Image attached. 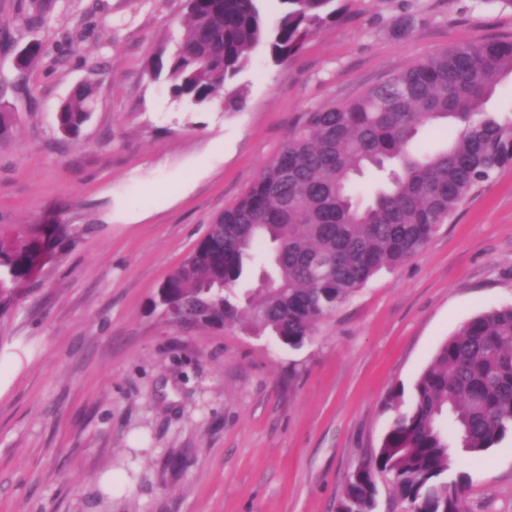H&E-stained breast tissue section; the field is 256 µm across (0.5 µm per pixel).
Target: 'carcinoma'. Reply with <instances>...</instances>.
I'll list each match as a JSON object with an SVG mask.
<instances>
[{
	"instance_id": "cac0c4a2",
	"label": "carcinoma",
	"mask_w": 512,
	"mask_h": 512,
	"mask_svg": "<svg viewBox=\"0 0 512 512\" xmlns=\"http://www.w3.org/2000/svg\"><path fill=\"white\" fill-rule=\"evenodd\" d=\"M265 0H185L188 31L167 58L151 59L172 93L196 108L214 102L237 112L243 92L233 81L259 48L276 61L296 55L342 10L335 0H278L270 26ZM51 0H21L16 21L42 22ZM512 80V38L438 50L392 73L344 103L304 112L276 156L235 204L209 226L161 284L154 305H184L195 323L223 326L249 319L290 348L383 268L423 251L459 206L512 165V112H489L497 87ZM95 90L79 84L57 108L59 132L76 140L91 117ZM442 125L454 138L416 147L422 130ZM372 173L373 196H359L356 177ZM44 228L25 225L0 238V313L19 296L43 252ZM270 270L242 297L235 288L260 248ZM378 448L346 479L336 512H374L383 481L406 512H464L458 481L448 479L458 451L480 454L512 435V306L466 321L437 349Z\"/></svg>"
}]
</instances>
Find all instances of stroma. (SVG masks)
Masks as SVG:
<instances>
[{"label":"stroma","instance_id":"obj_1","mask_svg":"<svg viewBox=\"0 0 512 512\" xmlns=\"http://www.w3.org/2000/svg\"><path fill=\"white\" fill-rule=\"evenodd\" d=\"M287 61L256 51L241 111H189L146 64L185 33L183 0H58L15 24L0 0V232L68 234L0 314V512H336L411 392L470 318L512 306V165L417 257L380 270L298 350L270 333L171 322L152 301L301 113L436 50L512 34V0H336ZM49 48L18 77L17 53ZM96 88L80 141L56 129ZM467 512H512V437L458 454ZM95 90L91 84H79L57 108L56 121L59 132L67 138L77 140L91 117Z\"/></svg>","mask_w":512,"mask_h":512}]
</instances>
